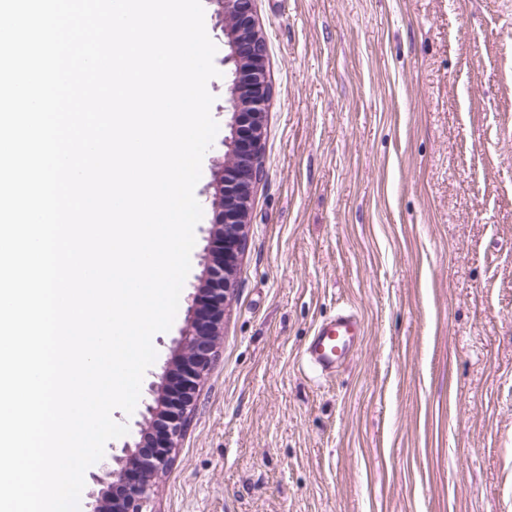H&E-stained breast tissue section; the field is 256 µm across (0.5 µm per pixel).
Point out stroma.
Returning a JSON list of instances; mask_svg holds the SVG:
<instances>
[{
  "instance_id": "1",
  "label": "stroma",
  "mask_w": 512,
  "mask_h": 512,
  "mask_svg": "<svg viewBox=\"0 0 512 512\" xmlns=\"http://www.w3.org/2000/svg\"><path fill=\"white\" fill-rule=\"evenodd\" d=\"M272 99L224 335L153 512H512V6L256 0ZM191 270L145 381L172 357ZM360 350L303 361L322 319ZM364 325L352 311H341L320 322L304 348L310 366L322 375H330L362 344Z\"/></svg>"
}]
</instances>
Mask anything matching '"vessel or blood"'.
I'll return each instance as SVG.
<instances>
[{"mask_svg": "<svg viewBox=\"0 0 512 512\" xmlns=\"http://www.w3.org/2000/svg\"><path fill=\"white\" fill-rule=\"evenodd\" d=\"M364 325L352 311H341L320 322L303 351L310 366L323 375L333 374L362 344Z\"/></svg>", "mask_w": 512, "mask_h": 512, "instance_id": "b4317fda", "label": "vessel or blood"}]
</instances>
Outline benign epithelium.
Listing matches in <instances>:
<instances>
[{
    "label": "benign epithelium",
    "mask_w": 512,
    "mask_h": 512,
    "mask_svg": "<svg viewBox=\"0 0 512 512\" xmlns=\"http://www.w3.org/2000/svg\"><path fill=\"white\" fill-rule=\"evenodd\" d=\"M230 52L224 56L230 136L214 186L216 207L208 229L220 251L208 266L203 286L190 296L187 326L172 339L175 361L158 383H149L153 402L142 401L139 416L157 430L153 447L124 444L89 474V512H150L161 475L175 458L197 390L212 365L224 326V304L233 291L235 264L242 252L252 188L259 177L264 116L272 97L265 65L266 40L256 20L255 0H214Z\"/></svg>",
    "instance_id": "obj_1"
}]
</instances>
